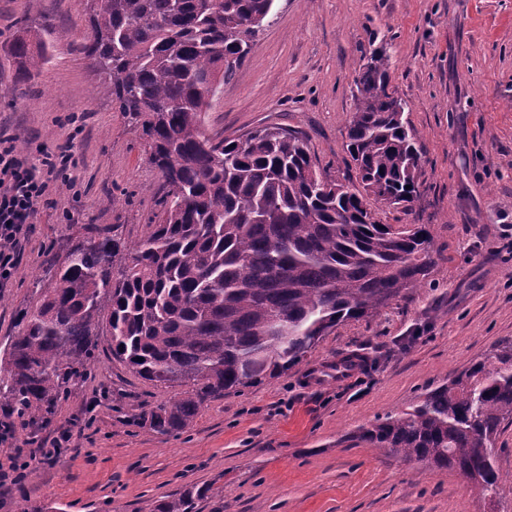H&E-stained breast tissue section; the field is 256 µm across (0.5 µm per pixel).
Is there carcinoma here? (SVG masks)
Instances as JSON below:
<instances>
[{
    "label": "carcinoma",
    "instance_id": "obj_1",
    "mask_svg": "<svg viewBox=\"0 0 512 512\" xmlns=\"http://www.w3.org/2000/svg\"><path fill=\"white\" fill-rule=\"evenodd\" d=\"M275 0H94L84 51L112 81V101L139 127L164 178L162 209L130 242L72 241L51 259L54 283L19 316L0 359V399L47 421L91 367L97 337L154 385L183 387L142 411L160 435L191 426L204 404L299 364L349 319L378 312L430 274L429 233L382 224L370 201L412 209L421 154L387 91L389 57L374 50L355 78L348 153L357 179L320 170L300 133L265 127L233 139L201 128L215 83L232 76ZM19 71L44 44L17 38ZM512 422V341L497 344L409 409L356 440L406 462L455 470L496 488V441ZM210 488L190 487L141 512H199Z\"/></svg>",
    "mask_w": 512,
    "mask_h": 512
}]
</instances>
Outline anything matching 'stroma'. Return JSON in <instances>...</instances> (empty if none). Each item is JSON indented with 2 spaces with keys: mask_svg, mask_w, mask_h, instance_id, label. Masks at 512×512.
Masks as SVG:
<instances>
[{
  "mask_svg": "<svg viewBox=\"0 0 512 512\" xmlns=\"http://www.w3.org/2000/svg\"><path fill=\"white\" fill-rule=\"evenodd\" d=\"M86 13V0H0V135L34 165L69 142L76 157L0 287V353L70 237L118 224L133 240L161 210L146 141L83 51ZM22 35L48 43L41 71L16 68L11 44ZM378 48L419 137L421 168L412 211L374 210L384 224L425 225L434 261L425 286L340 324L285 374L208 401L177 436L139 418L175 389L132 373L100 337L87 376L51 420L0 404V424L15 429L0 432V463L72 435L0 492V512H140L190 484L212 489L201 512H512V423L496 447L505 481L487 495L456 471L353 438L512 339V0H276L246 61L217 84L203 128L224 138L264 125L302 131L320 167L343 178L354 171V80ZM350 353L362 367L337 378V359Z\"/></svg>",
  "mask_w": 512,
  "mask_h": 512,
  "instance_id": "stroma-1",
  "label": "stroma"
}]
</instances>
